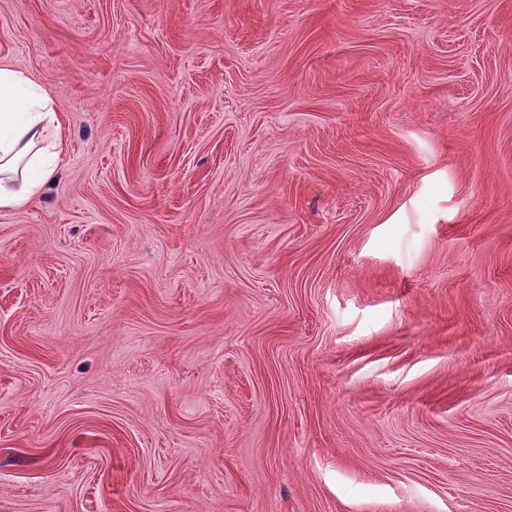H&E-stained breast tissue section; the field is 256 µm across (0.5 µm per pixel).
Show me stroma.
Returning a JSON list of instances; mask_svg holds the SVG:
<instances>
[{
	"label": "stroma",
	"mask_w": 512,
	"mask_h": 512,
	"mask_svg": "<svg viewBox=\"0 0 512 512\" xmlns=\"http://www.w3.org/2000/svg\"><path fill=\"white\" fill-rule=\"evenodd\" d=\"M66 163L0 212V512H512V0H0Z\"/></svg>",
	"instance_id": "1"
}]
</instances>
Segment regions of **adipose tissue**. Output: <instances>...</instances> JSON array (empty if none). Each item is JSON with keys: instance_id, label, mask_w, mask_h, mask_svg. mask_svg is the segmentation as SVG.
Masks as SVG:
<instances>
[{"instance_id": "obj_1", "label": "adipose tissue", "mask_w": 512, "mask_h": 512, "mask_svg": "<svg viewBox=\"0 0 512 512\" xmlns=\"http://www.w3.org/2000/svg\"><path fill=\"white\" fill-rule=\"evenodd\" d=\"M65 152L51 97L33 75L0 64V210L40 195L54 181Z\"/></svg>"}]
</instances>
